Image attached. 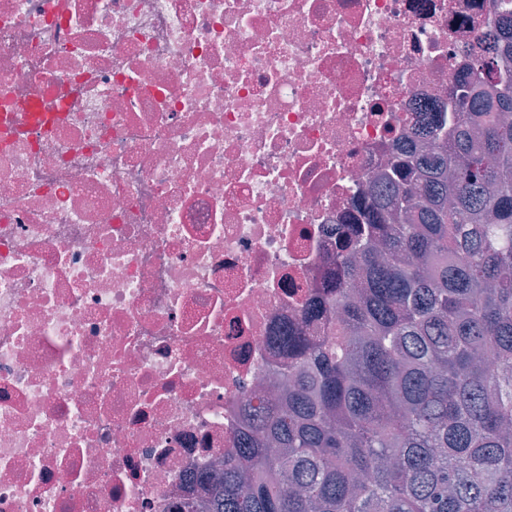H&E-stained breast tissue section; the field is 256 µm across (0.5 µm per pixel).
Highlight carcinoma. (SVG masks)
Masks as SVG:
<instances>
[{
  "label": "carcinoma",
  "mask_w": 512,
  "mask_h": 512,
  "mask_svg": "<svg viewBox=\"0 0 512 512\" xmlns=\"http://www.w3.org/2000/svg\"><path fill=\"white\" fill-rule=\"evenodd\" d=\"M490 2L452 121L411 113L423 147L369 186L306 330L271 336L287 390L200 477L210 512H512V12Z\"/></svg>",
  "instance_id": "cac0c4a2"
}]
</instances>
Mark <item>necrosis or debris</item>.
<instances>
[{"label": "necrosis or debris", "instance_id": "1", "mask_svg": "<svg viewBox=\"0 0 512 512\" xmlns=\"http://www.w3.org/2000/svg\"><path fill=\"white\" fill-rule=\"evenodd\" d=\"M486 0H0V512H210Z\"/></svg>", "mask_w": 512, "mask_h": 512}]
</instances>
